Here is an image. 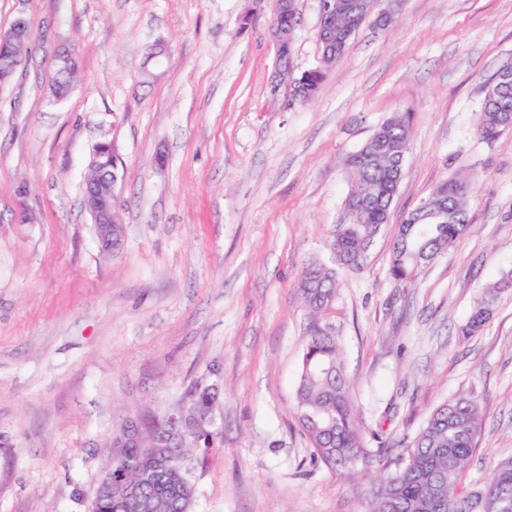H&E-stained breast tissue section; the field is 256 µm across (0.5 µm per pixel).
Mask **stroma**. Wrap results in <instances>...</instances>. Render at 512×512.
I'll return each instance as SVG.
<instances>
[{"instance_id": "stroma-1", "label": "stroma", "mask_w": 512, "mask_h": 512, "mask_svg": "<svg viewBox=\"0 0 512 512\" xmlns=\"http://www.w3.org/2000/svg\"><path fill=\"white\" fill-rule=\"evenodd\" d=\"M0 0L25 13L26 63L0 85V512H90L131 416L218 385L216 446L190 512H366L367 483L312 460L299 420L307 310L298 280L332 264L347 157L392 113L411 138L365 267L339 273L333 320L379 475L431 412L476 396L467 481L512 457V291L478 336L459 328L512 270V131L480 139L486 87L512 64V0H405L364 23L318 93L272 91L268 0ZM295 71L321 61L319 0H298ZM168 62L144 72L149 48ZM75 88L56 100L57 55ZM122 159V246L83 205L94 147ZM471 176L461 242L392 278L398 225L441 181Z\"/></svg>"}]
</instances>
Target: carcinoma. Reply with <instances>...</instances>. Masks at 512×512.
Here are the masks:
<instances>
[{"label":"carcinoma","instance_id":"carcinoma-1","mask_svg":"<svg viewBox=\"0 0 512 512\" xmlns=\"http://www.w3.org/2000/svg\"><path fill=\"white\" fill-rule=\"evenodd\" d=\"M362 18L336 15L337 36L344 53L345 34L358 29ZM323 66L307 70L295 99L305 103L320 90ZM75 64L56 72L52 92L64 98L74 89ZM512 114V86L487 87L477 130L493 140L508 127ZM410 138L409 113L396 112L382 122L347 160L352 189L345 199L349 218L336 226L334 265L312 263L298 283L308 322L304 332L296 402L301 424L313 447V459L333 470H353L367 465L372 456L359 425L344 371L343 348L330 321L338 290V270H359L386 221L399 184L394 164L406 158ZM470 179H448V200L442 207V224L422 225L419 257L405 251L402 240L392 245L390 273L396 280H413L425 263L453 248L465 235ZM512 288V271L486 289L462 327L465 336L479 335L492 314L497 294ZM216 392L200 389L180 410L189 421L210 412ZM482 433L480 405L474 396H457L431 413L404 451L386 466L387 474L370 484L368 512H512V458L498 463L491 480L467 488L462 479ZM215 437L194 430L177 432L167 417L154 422V430L132 441L120 440L119 455L112 460V496L100 497L98 512H130L127 490L135 487L148 504L147 512H190L194 484L192 456L197 448H210Z\"/></svg>","mask_w":512,"mask_h":512}]
</instances>
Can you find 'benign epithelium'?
Here are the masks:
<instances>
[{
    "label": "benign epithelium",
    "instance_id": "benign-epithelium-1",
    "mask_svg": "<svg viewBox=\"0 0 512 512\" xmlns=\"http://www.w3.org/2000/svg\"><path fill=\"white\" fill-rule=\"evenodd\" d=\"M404 0H379L374 6L370 0H321L319 40L327 49L336 46V14H356L361 17L375 14L374 23L380 28L390 26L402 10ZM276 12L288 20V26L271 29V41L275 45L276 67L288 65L299 24L297 0H276ZM29 39L27 18L18 15L7 33H0V82L9 80L25 61L22 53ZM109 159L106 165L91 161L90 166L97 176L85 182L84 206L94 224L96 237L102 250L110 252L118 248L123 238V225L116 223L114 213L121 206L117 191L121 158L111 142L98 145L97 156Z\"/></svg>",
    "mask_w": 512,
    "mask_h": 512
}]
</instances>
